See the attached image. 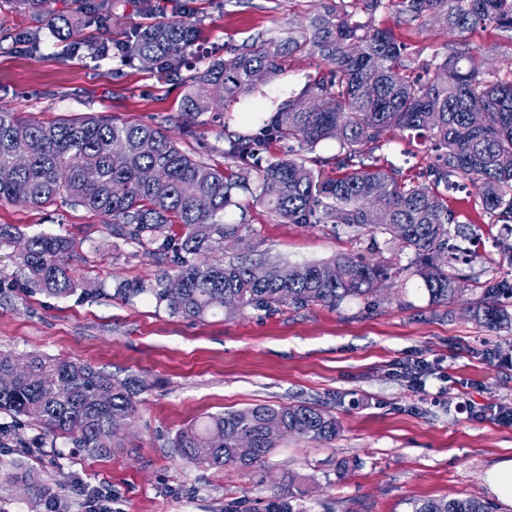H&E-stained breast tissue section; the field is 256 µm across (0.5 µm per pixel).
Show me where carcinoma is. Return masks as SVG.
I'll return each mask as SVG.
<instances>
[{"instance_id": "carcinoma-1", "label": "carcinoma", "mask_w": 512, "mask_h": 512, "mask_svg": "<svg viewBox=\"0 0 512 512\" xmlns=\"http://www.w3.org/2000/svg\"><path fill=\"white\" fill-rule=\"evenodd\" d=\"M321 10L298 30L271 35L255 48L215 58L197 71L184 96L183 111L201 116L233 104L279 68L284 54H304L327 66L311 83L277 105L265 131L297 146L286 158L262 162L259 142L229 139L224 152L238 169H221L195 159L148 124L115 122L96 113L43 123L0 110V201L41 207L64 197L75 206L112 217V233L132 239L149 253L171 256L175 274L160 273L148 288H119L123 296L149 292L173 314L199 319L221 308L274 311L320 304L335 308L350 300L376 303L392 278L388 266L339 254L322 263L214 261L231 239H241L245 217L234 224L224 213L248 193L267 204L282 222L329 220L353 237L375 233L397 239L411 254L401 268L423 280L432 304L459 301L471 281L464 267L478 258L479 237L448 209L433 186L464 190L508 234L500 261L512 266V76L483 70L482 51L466 38L477 28L512 31V0H320ZM393 10L408 24L436 17L448 33V52L422 64L386 29L356 20ZM81 26L98 22L93 0H74ZM199 41L198 25L159 21L115 45V55L176 74L186 51ZM483 110L475 126L471 110ZM386 130L410 132L435 152L433 186L407 183L394 168L364 163L370 146ZM334 139V165L346 173L316 184L306 163L323 141ZM178 225L177 236L170 234ZM24 280L50 295L68 296L81 287L71 274L73 243L64 236L29 238L18 253ZM348 269L332 280L330 269ZM479 298L468 311L489 331H512V282L474 280ZM141 380L112 375L68 358L21 357L0 351V412L28 418L44 433L63 437L89 457L121 447L111 429L134 417ZM339 423L319 404L255 405L206 417L178 431L172 447L189 463L232 468L263 485L260 470L284 437L313 442L336 438ZM302 477L284 476L288 497L274 495L265 512H307L293 504ZM406 512H491L480 498L417 499Z\"/></svg>"}]
</instances>
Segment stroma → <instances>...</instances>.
Segmentation results:
<instances>
[{"label":"stroma","mask_w":512,"mask_h":512,"mask_svg":"<svg viewBox=\"0 0 512 512\" xmlns=\"http://www.w3.org/2000/svg\"><path fill=\"white\" fill-rule=\"evenodd\" d=\"M319 0H109L102 27L70 35L44 33L39 45L25 34L38 14L0 5V110L51 122L99 112L120 122L160 127L184 153L217 167L232 135L261 137L263 160L286 157L288 144L262 136L234 115L216 110L198 120L182 109L184 75L173 76L118 58L99 62L73 52L72 44L101 35L125 40L152 22L195 20L201 29L188 51L191 68L230 56L258 36L295 28ZM360 22L388 29L420 59L446 53L441 24L404 23L395 11L359 14ZM470 41L485 51L486 69L512 73V32L478 29ZM317 61L282 58L258 93L279 101L314 79ZM377 163L416 178L431 160L423 141L385 131L371 153ZM443 197L460 220L481 234L487 256L498 253L499 225L465 194ZM245 221L240 241L223 261L279 259L291 264L328 261L340 253L399 267L409 261L397 240L378 236L368 252L341 225L287 224L262 203L232 210ZM110 217L59 198L44 207L0 202V224L22 238L62 235L74 242L71 268L82 290L67 297L20 282V243L0 244V349L18 355L70 357L145 388L137 412L119 432L123 446L88 458L63 438L46 435L23 417L0 413V512H44L47 497L58 512H85L84 488L112 491L121 512H261L260 498L279 491L284 473L303 477L301 504L310 512H406L410 498L477 497L494 512H512L487 484L489 471L512 459V332H488L472 321L465 303L431 305L420 277L399 276L381 290L376 305L351 301L329 308L309 305L275 312H217L201 319L171 314L140 286L159 267L138 243L113 235ZM137 289L125 299L117 288ZM421 357L445 368L448 378L413 388L395 368ZM314 399L336 416V439L282 440L265 468L262 489L232 469L197 467L171 441L183 427L210 414L254 405ZM349 469L337 474L336 463ZM49 488V496L36 487Z\"/></svg>","instance_id":"35a3bbf8"}]
</instances>
